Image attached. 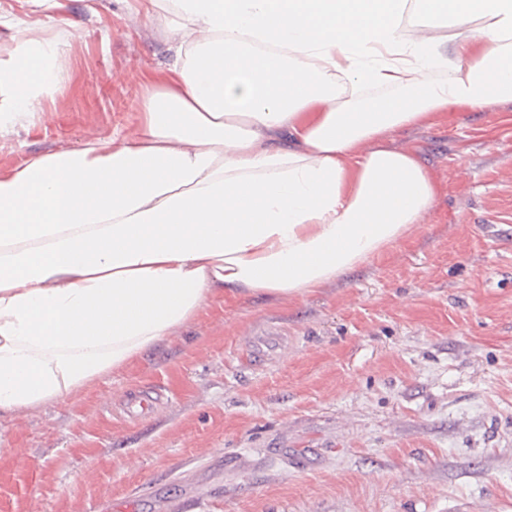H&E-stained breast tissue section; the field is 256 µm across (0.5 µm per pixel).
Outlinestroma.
Returning a JSON list of instances; mask_svg holds the SVG:
<instances>
[{
    "label": "stroma",
    "instance_id": "35a3bbf8",
    "mask_svg": "<svg viewBox=\"0 0 512 512\" xmlns=\"http://www.w3.org/2000/svg\"><path fill=\"white\" fill-rule=\"evenodd\" d=\"M146 0H0L66 45L63 90L0 137V169L135 133L173 80ZM396 145L435 203L409 241L317 293L210 307L70 397L0 416V512H512V103L454 109ZM281 336L252 358V338ZM159 404L128 415L130 394Z\"/></svg>",
    "mask_w": 512,
    "mask_h": 512
}]
</instances>
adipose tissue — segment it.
I'll list each match as a JSON object with an SVG mask.
<instances>
[{"label":"adipose tissue","instance_id":"1","mask_svg":"<svg viewBox=\"0 0 512 512\" xmlns=\"http://www.w3.org/2000/svg\"><path fill=\"white\" fill-rule=\"evenodd\" d=\"M167 2L178 82L145 89L137 133L0 170V414L132 363L211 300L290 301L383 256L435 201L395 135L512 101V0ZM15 41L0 135L63 79L58 38Z\"/></svg>","mask_w":512,"mask_h":512}]
</instances>
